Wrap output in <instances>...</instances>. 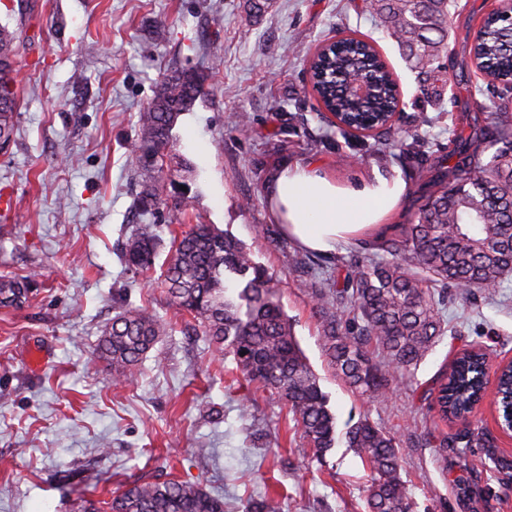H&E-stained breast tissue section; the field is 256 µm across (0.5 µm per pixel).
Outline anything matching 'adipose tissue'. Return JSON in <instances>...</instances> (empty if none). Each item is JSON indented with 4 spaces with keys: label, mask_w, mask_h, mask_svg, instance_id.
Listing matches in <instances>:
<instances>
[{
    "label": "adipose tissue",
    "mask_w": 512,
    "mask_h": 512,
    "mask_svg": "<svg viewBox=\"0 0 512 512\" xmlns=\"http://www.w3.org/2000/svg\"><path fill=\"white\" fill-rule=\"evenodd\" d=\"M405 193L401 178L376 169L341 184L311 162L283 166L266 185L271 217L283 235L318 253L331 252L341 242L376 236Z\"/></svg>",
    "instance_id": "adipose-tissue-1"
}]
</instances>
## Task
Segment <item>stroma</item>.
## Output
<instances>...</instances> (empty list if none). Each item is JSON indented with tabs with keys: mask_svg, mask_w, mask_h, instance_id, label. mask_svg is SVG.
<instances>
[{
	"mask_svg": "<svg viewBox=\"0 0 512 512\" xmlns=\"http://www.w3.org/2000/svg\"><path fill=\"white\" fill-rule=\"evenodd\" d=\"M359 3L273 0L254 21L243 0H0V28L18 36L20 99L15 141L0 153V194L14 202L11 220H0V277L40 273L24 307L0 308V512H79L80 499L99 504L153 479L201 484L223 497L224 512H250L269 494L282 512H366L369 477L356 450L341 440L317 461L289 430L282 401L233 383L231 358L174 318L159 267L173 234L197 224L228 231L279 281L338 432L366 417L395 437L413 512H512V436L492 408L480 411L478 429L508 467L478 470L462 491L463 459L439 445L458 427L420 401L463 348L482 346L495 363L512 359V276L493 298L448 296L441 313L452 330L374 401L328 368L310 278L274 245L266 182L294 162H317L339 182L375 168L400 176L407 193L393 221L409 223L426 165L408 158L399 131L418 130L427 154L451 153L459 117L483 83L463 36L489 0H459L448 28L450 112L436 109L402 49ZM343 30L375 41L398 81L402 111L381 136L329 124L305 82L308 52ZM184 69L209 74L166 148L169 166L186 173L161 174L168 202L143 214L133 206L140 185L130 145L140 112ZM243 113L245 131L236 125ZM138 224L157 225L161 240L155 269L144 273L121 256ZM126 304L171 325L131 383L89 359ZM248 395L255 401L245 415ZM486 450L470 449L467 459Z\"/></svg>",
	"mask_w": 512,
	"mask_h": 512,
	"instance_id": "stroma-1",
	"label": "stroma"
}]
</instances>
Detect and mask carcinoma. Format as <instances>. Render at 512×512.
<instances>
[{
    "label": "carcinoma",
    "mask_w": 512,
    "mask_h": 512,
    "mask_svg": "<svg viewBox=\"0 0 512 512\" xmlns=\"http://www.w3.org/2000/svg\"><path fill=\"white\" fill-rule=\"evenodd\" d=\"M361 8L392 31L422 86L445 82L448 16L456 0H362ZM15 51L13 34L1 28L0 151L10 146L15 132ZM469 55L502 91L490 110L479 102V111L462 116L449 157L431 159L413 221L389 227L381 238V250L393 260L338 259V274L311 284L328 366L373 399L386 397L395 378L411 374L444 333L439 306L447 291L463 296L479 288L493 296L512 272V23L486 18ZM362 72L372 75L374 91L356 100L348 86ZM307 75L316 99L339 122L361 134L391 129L397 82L377 47L356 32L345 31L334 45L316 47ZM207 78L194 70L170 76L140 115L131 153L141 182L136 206L143 212L162 204L158 177L171 130ZM492 147L495 152L485 158ZM150 154L157 157L154 165L145 161ZM157 247L155 225L138 224L122 245V258L127 266L148 271ZM287 257L294 270L313 272L309 256L293 250ZM162 277L175 311L190 315L203 335L232 356L236 381L277 395L314 456L334 447L336 418L299 349L276 284L245 244L212 224H196L173 239ZM32 283L30 275L1 280L0 306L28 302ZM165 332V324L147 310L121 307L91 357L132 382ZM486 368V353L465 349L423 393L425 405L440 419L460 423V431L443 436L439 447L456 448L463 458L475 442L486 447L463 418L481 397ZM495 382L505 419L512 405V366L497 368ZM345 439L369 470L368 512H412L395 438L362 419L346 430ZM105 505L107 512H224V499L174 479L133 482Z\"/></svg>",
    "instance_id": "carcinoma-1"
}]
</instances>
